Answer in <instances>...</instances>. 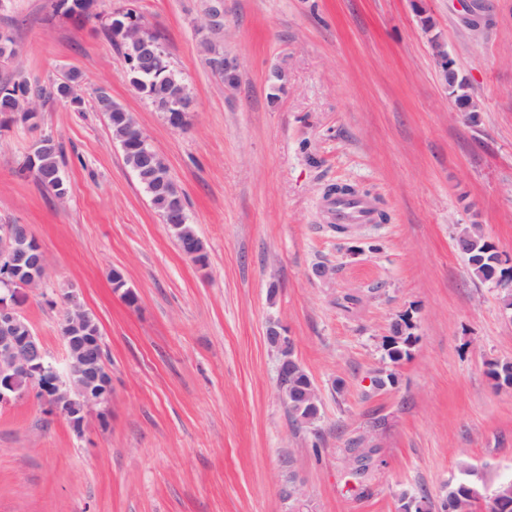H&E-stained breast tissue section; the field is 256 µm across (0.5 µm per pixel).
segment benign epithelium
Instances as JSON below:
<instances>
[{
  "label": "benign epithelium",
  "instance_id": "benign-epithelium-1",
  "mask_svg": "<svg viewBox=\"0 0 512 512\" xmlns=\"http://www.w3.org/2000/svg\"><path fill=\"white\" fill-rule=\"evenodd\" d=\"M121 35L135 49L143 65L160 55V47L150 40L146 21L135 18L122 27ZM434 55L442 84L454 75L448 64L449 55L434 45ZM224 85L233 87L238 81V63L224 57ZM193 99L178 92L164 99L165 112L191 110ZM142 155L147 164L156 165L161 154L152 146L144 130H139ZM173 236L194 242L198 238L189 219L171 224ZM0 407L8 406L29 394L34 395L47 413L64 417L77 437L84 436L90 419L106 425L112 399V376L106 365L103 337L81 336L79 331L90 320L92 312L81 302L79 293L72 289L64 296L66 315L61 320L62 339L67 349L64 369L60 370L49 359L43 341L23 313V303L29 292L38 287L47 275L44 252L38 241L32 239L28 225L0 226ZM268 344L279 354L277 367L278 389L285 405L299 420L314 424L321 419V404L312 381L301 386L291 377L302 373V366L293 357L292 341L281 332L278 324L269 325Z\"/></svg>",
  "mask_w": 512,
  "mask_h": 512
}]
</instances>
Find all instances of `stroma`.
<instances>
[{
	"label": "stroma",
	"instance_id": "stroma-1",
	"mask_svg": "<svg viewBox=\"0 0 512 512\" xmlns=\"http://www.w3.org/2000/svg\"><path fill=\"white\" fill-rule=\"evenodd\" d=\"M485 2L476 34L462 0H224L219 32L200 28L209 0H98L85 24L51 0H0L19 49L0 81L76 71L83 87L81 105L46 102L38 128L0 134V224L29 225L47 260L24 313L65 364L62 296L77 290L112 372L107 424L81 438L35 400L0 407V512H397L405 491L441 502L463 461L486 495L512 477V389L487 375L512 359V319L454 241L476 222L512 257V0ZM117 8L145 18L190 86L187 129L126 80L102 31ZM206 40L238 59L237 87L211 71ZM436 40L477 123L438 78ZM100 89L167 163L206 267L151 207ZM43 131L63 148L62 202L16 174ZM336 183L387 221L337 233L324 209ZM116 268L137 306L114 293ZM406 313L416 342L393 363L382 341ZM274 321L318 390L316 428L279 394ZM381 371L395 383L376 391ZM358 436L377 451L361 482L345 452Z\"/></svg>",
	"mask_w": 512,
	"mask_h": 512
}]
</instances>
